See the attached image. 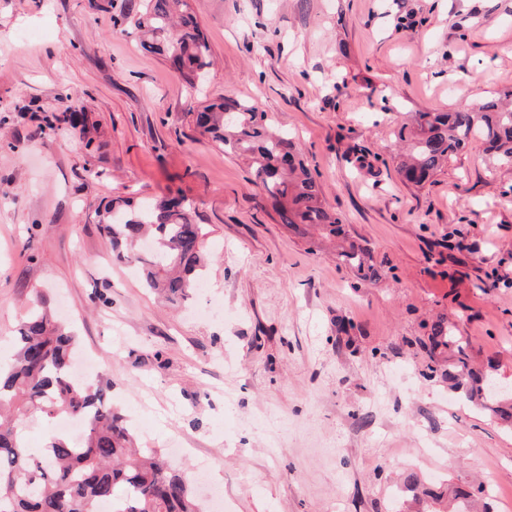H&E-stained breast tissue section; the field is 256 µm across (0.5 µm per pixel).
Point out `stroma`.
Returning a JSON list of instances; mask_svg holds the SVG:
<instances>
[{
	"mask_svg": "<svg viewBox=\"0 0 512 512\" xmlns=\"http://www.w3.org/2000/svg\"><path fill=\"white\" fill-rule=\"evenodd\" d=\"M134 2L0 0V363L45 295L140 444L184 449L171 466L230 512H449L455 484L512 512V428L429 342L447 318L512 383V166L473 139L423 187L396 170L410 113L512 90V0H193L207 94L298 134L369 281L194 132L195 90L112 28ZM178 191L206 288L171 303L98 214ZM338 261L350 267L361 280L373 277V267L368 263V254L354 242L342 239L337 252Z\"/></svg>",
	"mask_w": 512,
	"mask_h": 512,
	"instance_id": "35a3bbf8",
	"label": "stroma"
}]
</instances>
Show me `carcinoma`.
<instances>
[{
    "mask_svg": "<svg viewBox=\"0 0 512 512\" xmlns=\"http://www.w3.org/2000/svg\"><path fill=\"white\" fill-rule=\"evenodd\" d=\"M128 19L144 46L200 89L211 53L190 0H140L135 14L122 15L114 25ZM191 116L201 135L247 162L280 223L315 227L333 239L342 235V221L326 207L295 136L278 128L259 105L223 97L204 101ZM474 136L493 162L512 164V108L490 98L476 107L415 113L411 127L397 132L408 146L397 172L404 183L421 186ZM193 210L194 202L180 194L139 205L120 200L99 214V223L116 257L141 265L144 288L182 299L196 286L205 260L206 232L192 220ZM337 259L359 279L373 277L366 251L345 238ZM431 341L452 354L448 382L512 422V397L491 389L486 374L473 370L467 343L455 328L437 322ZM16 346L11 364L0 368V512H98L103 503L111 504L112 512H201L193 482L166 467L158 449L136 445L123 416L104 403L102 390L71 376L74 337L40 295L19 328ZM33 412L83 417L86 426L79 438H54L36 456L22 428Z\"/></svg>",
    "mask_w": 512,
    "mask_h": 512,
    "instance_id": "carcinoma-1",
    "label": "carcinoma"
}]
</instances>
